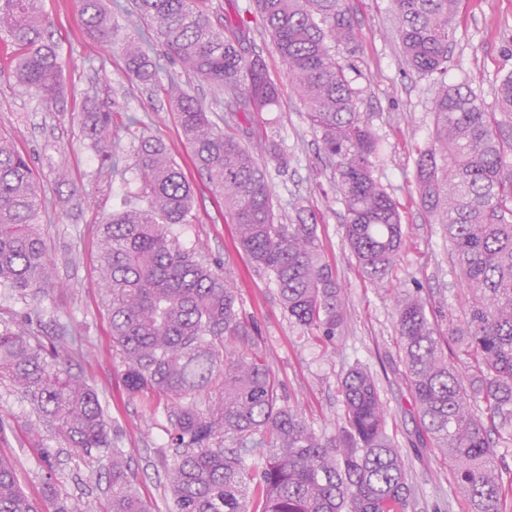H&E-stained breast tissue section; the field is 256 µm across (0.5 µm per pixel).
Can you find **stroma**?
<instances>
[{
  "mask_svg": "<svg viewBox=\"0 0 512 512\" xmlns=\"http://www.w3.org/2000/svg\"><path fill=\"white\" fill-rule=\"evenodd\" d=\"M115 2L112 16L119 36L139 37L160 63L154 83L123 78L121 55L111 44L87 35L73 0H39L64 61L65 99L56 106H47L15 81L11 48L0 37V134L35 165L53 283L36 303L0 290V331H25L48 348L63 333L73 340L75 350L65 361L68 372L98 390L106 418L116 429L111 443L128 457L151 512H170L172 501L158 478V460L169 451L165 401L127 393L98 273V228L126 194L140 138L156 137L195 191L192 220L181 226L180 240L188 246L203 245L213 267L232 270L240 312L257 328L283 404L298 407L317 433L335 435L343 424L339 379L350 365H366L378 377L389 427L415 490L413 512H461L447 460L423 439L396 348L393 289H421L448 318L460 317L466 306L462 286L451 271L448 242L421 207L414 184L418 154L432 144L439 86L433 77L406 64L388 0H346L357 34L348 72L358 91L356 108L380 143L374 175L402 216L404 243L386 288L370 285L343 247L345 210L333 173L318 133L288 89L280 58L252 0H206V5L216 28L244 30L251 49L264 58L281 88L279 105L255 120L244 116L238 101L165 58L152 29L138 19L134 0ZM510 72L512 0H463L448 54L449 83L467 79L490 108L496 85ZM173 80L203 101L218 129L233 128L243 141L258 129L276 145V154L260 150L256 157L267 169L279 219L293 224L299 214L314 216L320 246L344 288L347 323L336 342L309 339L291 323L274 281L239 248L235 227L224 218L223 201L194 168L191 149L170 108L167 88ZM91 106L112 115V163L101 162L83 133V114ZM36 424L26 396L0 380V455L16 460L20 483L39 512L48 508L42 498L48 478L62 493L86 502L89 512H105L109 479L103 458L74 454L46 428L42 445L57 456L53 475H46L29 434Z\"/></svg>",
  "mask_w": 512,
  "mask_h": 512,
  "instance_id": "obj_1",
  "label": "stroma"
}]
</instances>
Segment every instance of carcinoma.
<instances>
[{
    "label": "carcinoma",
    "instance_id": "cac0c4a2",
    "mask_svg": "<svg viewBox=\"0 0 512 512\" xmlns=\"http://www.w3.org/2000/svg\"><path fill=\"white\" fill-rule=\"evenodd\" d=\"M168 58L231 96L246 112L277 105L280 88L263 58L234 27L216 28L204 0H135ZM289 86L320 133L346 210V247L373 285L389 281L403 233L398 207L374 176L378 144L336 55L356 51L345 0H256ZM461 0H390L406 63L420 74L448 73ZM88 32L116 36L104 0H74ZM13 48L15 75L46 102L61 96L58 45L38 0H0V33ZM124 76L154 80L157 64L132 37L120 44ZM173 111L193 163L224 200L238 242L274 280L288 319L334 341L346 322L343 292L325 260L317 225L280 224L266 169L249 145L217 129L199 99L174 85ZM497 112L512 115V72L496 91ZM431 148L419 153L415 185L448 238L451 268L469 300L464 316L439 328L418 293L395 299L402 376L427 438L445 458L462 512H512V474L502 472L488 427L512 423V131L489 112L467 80L442 84L434 101ZM86 136L112 160V116L89 108ZM139 190L100 225L99 278L109 296L112 342L132 396L169 403L173 460H163L173 512H410L413 488L388 429L378 384L366 368L340 380L344 426L317 434L279 404L275 378L241 315L229 272L183 247L194 188L164 144L141 140L134 153ZM41 190L29 156L0 135V287L37 298L49 285V253L39 230ZM22 331L0 332V378L27 395L40 421L66 447L106 450L108 512H149L124 451L110 447L96 390L59 366ZM212 393L207 409L198 398ZM230 446H224V443ZM53 512H87L46 482ZM0 512H37L16 464L0 457Z\"/></svg>",
    "mask_w": 512,
    "mask_h": 512
}]
</instances>
